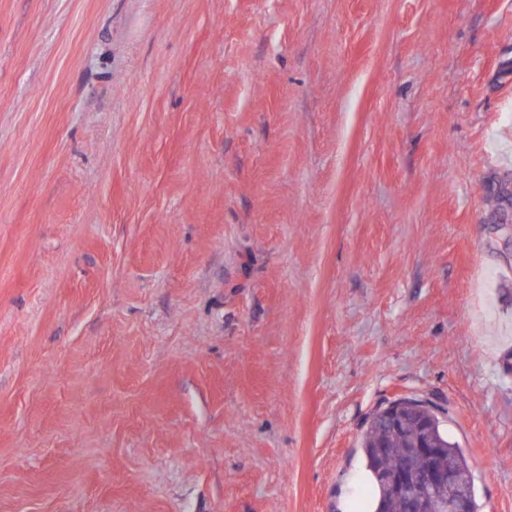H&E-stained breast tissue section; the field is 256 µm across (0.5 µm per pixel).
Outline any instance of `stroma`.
<instances>
[{"mask_svg":"<svg viewBox=\"0 0 512 512\" xmlns=\"http://www.w3.org/2000/svg\"><path fill=\"white\" fill-rule=\"evenodd\" d=\"M510 192L512 0H0V512H512ZM385 409L401 410L413 414L416 418L426 417L429 420L430 432L438 454L434 463V448L428 436L415 442L414 457L424 458L426 466L408 473L402 470L399 474L384 473L381 478L389 482L405 495L410 511L433 512H478V503L470 466L461 448L449 438L442 427V421L433 406L422 400L399 398L379 409L369 419L362 434L360 444L365 468L370 474L373 492L372 512H407L406 500L396 494L385 483L379 482L376 474L379 471L392 472L397 470L408 459L409 445L405 437L409 426L394 431L378 419ZM454 457V459L450 456ZM456 461V463H455ZM457 466V467H456ZM465 487L461 486L458 479Z\"/></svg>","mask_w":512,"mask_h":512,"instance_id":"stroma-1","label":"stroma"}]
</instances>
